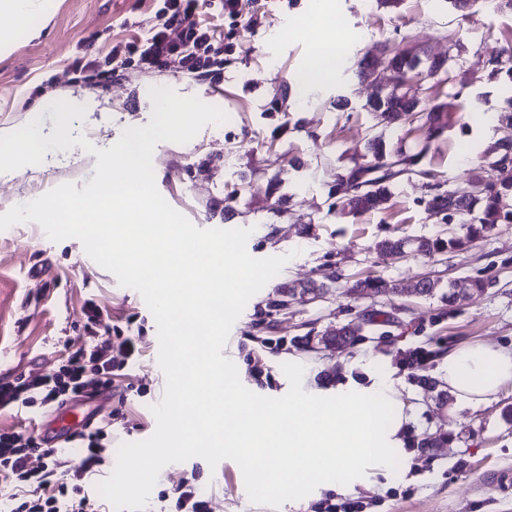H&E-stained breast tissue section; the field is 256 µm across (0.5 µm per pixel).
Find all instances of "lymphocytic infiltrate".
<instances>
[{
  "label": "lymphocytic infiltrate",
  "instance_id": "obj_1",
  "mask_svg": "<svg viewBox=\"0 0 512 512\" xmlns=\"http://www.w3.org/2000/svg\"><path fill=\"white\" fill-rule=\"evenodd\" d=\"M201 0H163L164 22L135 34L112 48V67L100 69L92 61L75 60L79 73H94L111 81L114 72L137 62L144 69L163 71L176 67L200 78L212 77L222 67L220 44L224 34L217 25L196 20ZM132 363L140 350L135 337L119 342L103 341L69 355L66 363L52 372L29 371L15 382L0 380V408H30L61 405L76 397L112 386L114 354ZM101 429L81 432L74 440L82 450L79 460L42 447L40 442L16 431L0 434V487L11 491L9 512H102L98 499L86 494L83 483L99 473L107 458ZM44 458L41 468L30 466L32 456ZM65 469L71 481L57 482L56 472Z\"/></svg>",
  "mask_w": 512,
  "mask_h": 512
}]
</instances>
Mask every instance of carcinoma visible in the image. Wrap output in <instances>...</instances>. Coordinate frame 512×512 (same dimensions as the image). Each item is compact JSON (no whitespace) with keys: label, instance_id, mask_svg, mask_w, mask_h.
I'll use <instances>...</instances> for the list:
<instances>
[{"label":"carcinoma","instance_id":"cac0c4a2","mask_svg":"<svg viewBox=\"0 0 512 512\" xmlns=\"http://www.w3.org/2000/svg\"><path fill=\"white\" fill-rule=\"evenodd\" d=\"M421 62L404 50H396L391 57V64L399 71L408 72ZM491 70L488 77L505 84L512 82V66H505L501 53L494 52L490 59ZM441 100L434 99L428 107H418L420 119L428 125L425 141L407 143L399 139L393 143L376 136L367 142L365 163H360L349 172H336V192L340 193L342 211L346 214H359L376 209L391 195L390 186L405 174L429 176V172L420 168L423 158L431 148L432 141L440 137L451 123L453 116L439 111ZM410 107V101L403 99L396 92L377 96L369 102L370 111L378 114L379 123L389 125L396 122L400 111ZM504 136L497 143L493 152L480 157L479 164H486L498 172L494 181L471 190L461 196L456 190H447L428 200L431 207L438 206L459 218L466 229L462 237H450L446 240L423 238L417 241L415 252L431 258L445 248L462 249L469 243L491 232L498 224L512 223V206L507 198L512 196V164L505 162L512 156V113L501 116ZM406 241L398 238H386L376 243L379 253L397 256L404 252ZM357 288H368L375 293L397 290V287L380 278H366L356 282Z\"/></svg>","mask_w":512,"mask_h":512}]
</instances>
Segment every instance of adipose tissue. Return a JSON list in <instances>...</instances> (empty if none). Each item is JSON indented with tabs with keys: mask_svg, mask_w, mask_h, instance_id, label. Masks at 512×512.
Segmentation results:
<instances>
[{
	"mask_svg": "<svg viewBox=\"0 0 512 512\" xmlns=\"http://www.w3.org/2000/svg\"><path fill=\"white\" fill-rule=\"evenodd\" d=\"M442 371L457 402L486 404L512 383V349L481 343L463 345L449 351Z\"/></svg>",
	"mask_w": 512,
	"mask_h": 512,
	"instance_id": "1",
	"label": "adipose tissue"
}]
</instances>
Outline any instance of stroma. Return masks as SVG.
<instances>
[{"label":"stroma","mask_w":512,"mask_h":512,"mask_svg":"<svg viewBox=\"0 0 512 512\" xmlns=\"http://www.w3.org/2000/svg\"><path fill=\"white\" fill-rule=\"evenodd\" d=\"M331 17L316 0H240L238 24L227 23L234 47L224 53L219 77L200 79L170 68L162 72L130 66L102 85L77 78L76 57L108 68L113 45L128 39L126 21L140 31L161 23L156 0H57L38 37L15 32L12 53L0 57V128L27 124L44 92L68 90L86 105L73 121L72 136L95 147L49 151L42 163L0 179V214L71 182L84 188L95 175L96 150L114 145L124 129L149 124L148 90L167 86L220 108L227 116L188 143L162 142L153 153L155 183L163 198L200 228H247L249 254L289 255V262L247 303L234 323L224 355L242 369L252 392L280 397L289 389L281 366L295 358L314 388L331 393L336 374L369 357L375 372L389 375L409 407L406 434L420 441L399 450L397 470L373 484H355L348 495L315 488L309 497L280 508L257 505L243 495V474L232 460L209 466L199 457L165 466L144 512H177L175 488L195 477L211 512H319L326 498L364 501L365 512H512V384L490 403L468 406L449 394L439 367L448 352L466 343L512 349V224H500L462 250L428 258L406 250L380 255L385 238L413 241L463 235L458 219L426 209L422 179L404 178L372 212L341 214L333 188L336 170L362 163L371 136L386 141H421V124H378L366 107L369 93L355 74L357 59L382 44L414 48L421 58L458 57L453 82L424 83V99L475 110L467 126L452 124L436 139L422 164L441 189H463L479 153L501 136L499 117L512 110V93L487 81L495 50H512V10L499 0H476L457 11L447 0H400L397 7L363 0H329ZM336 41L346 49L334 81L304 94L297 85L319 46ZM480 84H469L470 76ZM395 284L396 292H351L366 275ZM434 280L431 294L414 291L421 278ZM478 277L482 294L452 305L448 287ZM102 311L99 338L123 331L136 337L138 360L126 365L112 397L89 409L96 427L116 447L148 439L156 429L150 410L164 394L165 377L152 359L158 335L142 296L85 252L79 240L54 242L41 227L22 222L0 231V379L32 369L55 370L69 354L91 344L84 330L86 307ZM354 324L360 331L344 348L323 336ZM424 347L433 358L427 384L400 369L398 352Z\"/></svg>","instance_id":"obj_1"}]
</instances>
